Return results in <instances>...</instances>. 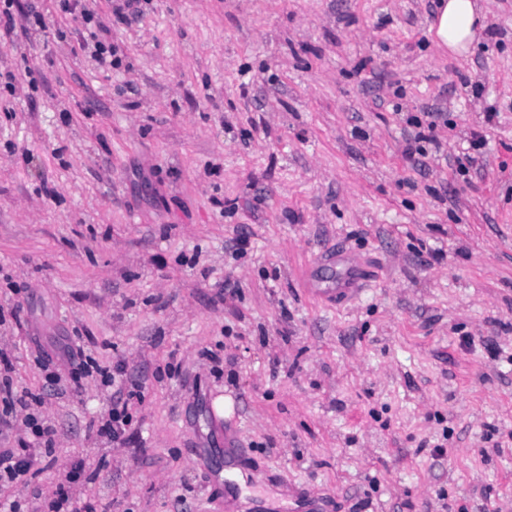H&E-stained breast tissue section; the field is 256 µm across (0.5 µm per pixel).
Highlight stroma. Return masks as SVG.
Wrapping results in <instances>:
<instances>
[{
    "label": "stroma",
    "instance_id": "obj_1",
    "mask_svg": "<svg viewBox=\"0 0 512 512\" xmlns=\"http://www.w3.org/2000/svg\"><path fill=\"white\" fill-rule=\"evenodd\" d=\"M477 2L453 56L439 0H137L102 73L16 0L0 349L57 430L18 512L74 458L94 512H512V0ZM336 250L376 272L341 306ZM76 344L126 360L131 444L87 430L115 385L49 382Z\"/></svg>",
    "mask_w": 512,
    "mask_h": 512
}]
</instances>
